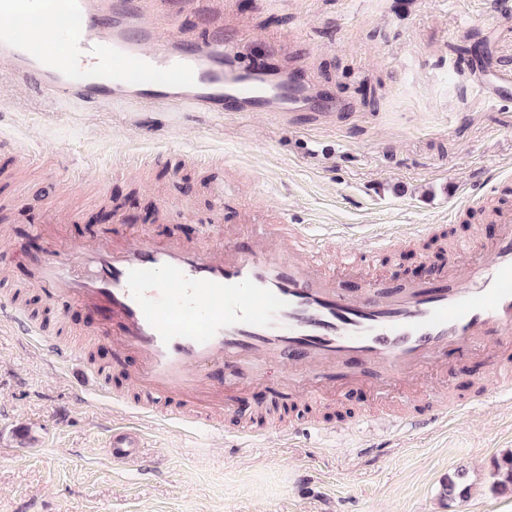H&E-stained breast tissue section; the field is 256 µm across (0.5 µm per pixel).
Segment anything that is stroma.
Instances as JSON below:
<instances>
[{
    "mask_svg": "<svg viewBox=\"0 0 512 512\" xmlns=\"http://www.w3.org/2000/svg\"><path fill=\"white\" fill-rule=\"evenodd\" d=\"M223 8L225 32L250 59L278 49L343 102L335 125L315 126L305 113L285 128L259 112L84 107L0 77V253L40 255L48 243L87 238L100 218L112 233L196 240L197 215L221 191L228 229L245 207L276 202L290 223L335 229L340 249L387 238L381 270L403 281L424 262H444L442 238L490 245L498 226L483 210L466 221L451 211L512 167V104L485 99L468 70L481 56L512 71V0H223ZM140 11L160 32L174 25L189 40L210 26L191 0H140ZM14 143L24 156L11 153ZM417 224L439 225L440 237L405 245ZM29 299L47 320L92 338L94 365L111 368L113 387L135 391L138 360H114L96 313L60 293L33 289ZM285 371L217 368L236 388L225 429L274 407L300 421L304 399L276 398L266 385ZM491 384L477 359L430 373L413 398L423 409L431 393L467 398ZM374 406L366 387L322 395L317 416L339 426L336 438L300 422L293 438L272 433L242 451L97 400L12 323L0 327V512H512L495 469L512 451V400L492 396L410 433L356 425ZM130 426L144 446L137 465L119 468L106 444ZM460 469L467 493L444 498Z\"/></svg>",
    "mask_w": 512,
    "mask_h": 512,
    "instance_id": "35a3bbf8",
    "label": "stroma"
}]
</instances>
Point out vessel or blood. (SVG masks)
<instances>
[{"label": "vessel or blood", "instance_id": "1", "mask_svg": "<svg viewBox=\"0 0 512 512\" xmlns=\"http://www.w3.org/2000/svg\"><path fill=\"white\" fill-rule=\"evenodd\" d=\"M0 0V75L47 98L76 103L136 104L173 111L264 112L281 124L312 104L318 124H332L330 102L297 70L248 61L220 29L195 42L178 30L159 37L131 0ZM75 61L57 65L45 45L23 37L18 22L51 27L57 14ZM473 80L487 97L512 103V73L475 65ZM499 226L488 255L451 244L446 265L429 279L391 286L374 271L385 243L365 239L330 258L304 225L278 204L253 214L240 248L228 233L220 246L171 236L115 239L96 235L64 248L48 247L31 261L30 283L46 295L63 293L103 310L114 356L139 355L137 385L149 402L140 412L173 425L219 431L226 397L210 371L288 362L279 388L288 394L322 390L337 365L358 360L380 386L413 389L422 369L456 352L500 356L512 351V208H493ZM363 283L358 295L342 286ZM23 320L40 347L59 363L80 361L78 350L45 332L24 304L0 298V320ZM481 397H433L428 412L400 406L393 421L413 428L450 412L474 408ZM137 428L113 430V464L137 463Z\"/></svg>", "mask_w": 512, "mask_h": 512}]
</instances>
